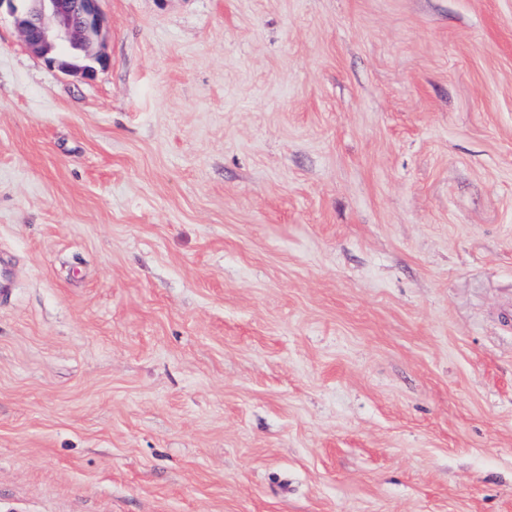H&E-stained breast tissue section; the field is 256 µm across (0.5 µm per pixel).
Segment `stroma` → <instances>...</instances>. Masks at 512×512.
<instances>
[{
	"label": "stroma",
	"instance_id": "35a3bbf8",
	"mask_svg": "<svg viewBox=\"0 0 512 512\" xmlns=\"http://www.w3.org/2000/svg\"><path fill=\"white\" fill-rule=\"evenodd\" d=\"M0 16V512H512V0ZM0 0L27 49L60 73L92 81L107 65L100 49L106 21L101 0Z\"/></svg>",
	"mask_w": 512,
	"mask_h": 512
}]
</instances>
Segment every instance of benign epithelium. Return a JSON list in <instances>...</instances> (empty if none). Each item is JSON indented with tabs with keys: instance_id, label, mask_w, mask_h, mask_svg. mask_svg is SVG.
I'll return each mask as SVG.
<instances>
[{
	"instance_id": "7a95c632",
	"label": "benign epithelium",
	"mask_w": 512,
	"mask_h": 512,
	"mask_svg": "<svg viewBox=\"0 0 512 512\" xmlns=\"http://www.w3.org/2000/svg\"><path fill=\"white\" fill-rule=\"evenodd\" d=\"M27 49L60 73L91 81L107 65L100 49L106 21L101 0H0Z\"/></svg>"
}]
</instances>
